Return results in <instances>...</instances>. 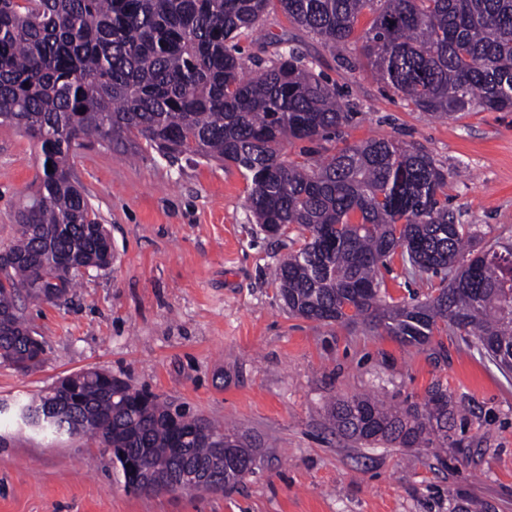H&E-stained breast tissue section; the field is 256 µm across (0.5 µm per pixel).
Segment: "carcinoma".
Masks as SVG:
<instances>
[{"mask_svg":"<svg viewBox=\"0 0 512 512\" xmlns=\"http://www.w3.org/2000/svg\"><path fill=\"white\" fill-rule=\"evenodd\" d=\"M332 45L361 41L373 76L438 118L512 110V0H0V117L32 138L42 176L18 208L16 237L0 248V364L26 370L43 360L20 295L62 299L78 283L69 266L112 265V244L70 164L86 140L109 148L143 139L164 156L234 165L250 181L247 208L277 235L295 224L300 248L275 270L288 310L327 324L362 322L409 344L450 327L477 336L490 359L512 372V245H480L474 224L448 210L447 175L423 147L370 138L311 159L351 113L335 85L296 48L250 58L242 36L272 5ZM374 15L356 33L359 17ZM308 142L301 161L286 144ZM53 171H47V165ZM448 282L424 302L388 304L380 267L395 253ZM28 419L140 458L155 484L204 469L215 444L233 443L238 484L259 448L223 427L87 369L27 403ZM448 395L388 407L365 395L328 410L336 430L360 442L446 448Z\"/></svg>","mask_w":512,"mask_h":512,"instance_id":"cac0c4a2","label":"carcinoma"}]
</instances>
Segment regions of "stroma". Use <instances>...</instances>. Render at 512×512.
Instances as JSON below:
<instances>
[{
    "label": "stroma",
    "instance_id": "35a3bbf8",
    "mask_svg": "<svg viewBox=\"0 0 512 512\" xmlns=\"http://www.w3.org/2000/svg\"><path fill=\"white\" fill-rule=\"evenodd\" d=\"M275 36L313 61L350 105L353 118L325 143L327 154L375 137L423 146L448 174L458 223L476 225L484 245L512 243V112L430 117L354 68L359 44L330 47L277 9L241 44L271 55ZM70 162L114 261L89 269L66 299L26 304L46 352L26 372L0 365V400L27 401L97 368L235 424L262 456L254 474L223 493L139 495L106 448L19 431L5 412L0 512H512V374L477 337L451 329L410 345L362 323L290 313L274 270L300 247L301 232L292 225L268 237L234 166L96 143ZM41 174L32 142L0 125V245L15 236L16 211ZM381 275L390 304L426 300L440 286L397 254ZM437 388L454 412L444 448L356 442L326 417L340 398L370 394L406 405Z\"/></svg>",
    "mask_w": 512,
    "mask_h": 512
}]
</instances>
